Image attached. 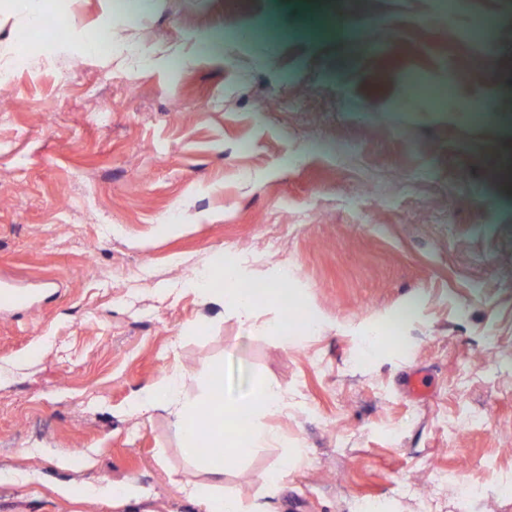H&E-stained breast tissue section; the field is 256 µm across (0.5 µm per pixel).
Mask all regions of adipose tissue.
<instances>
[{"label": "adipose tissue", "mask_w": 512, "mask_h": 512, "mask_svg": "<svg viewBox=\"0 0 512 512\" xmlns=\"http://www.w3.org/2000/svg\"><path fill=\"white\" fill-rule=\"evenodd\" d=\"M241 266H228L223 254H216L212 271L195 278L194 284L205 302L222 304L244 326H252L263 292L240 285ZM186 376L175 371L137 393L131 410L147 415L157 409L168 411L187 455L204 471L221 479L242 455L267 447L270 432L261 420L281 411L282 392L268 382H258L242 398L224 397V372L212 366L197 394L184 393Z\"/></svg>", "instance_id": "obj_1"}]
</instances>
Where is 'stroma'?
<instances>
[{
  "label": "stroma",
  "mask_w": 512,
  "mask_h": 512,
  "mask_svg": "<svg viewBox=\"0 0 512 512\" xmlns=\"http://www.w3.org/2000/svg\"><path fill=\"white\" fill-rule=\"evenodd\" d=\"M336 7L153 0L117 23L57 0L63 41L0 12L25 62L24 108L0 112V282L28 296L0 305V512H206L171 415L129 405L213 365L225 395L265 380L288 401L217 488L242 512H459L461 472L483 487L468 512H512V0H473L501 27L480 67L469 13L353 0L393 26L357 52ZM101 25L112 46L88 51ZM476 100L491 123L465 121ZM219 251L251 288L287 273L290 306L249 329L205 304ZM103 478L143 493L58 492Z\"/></svg>",
  "instance_id": "35a3bbf8"
}]
</instances>
